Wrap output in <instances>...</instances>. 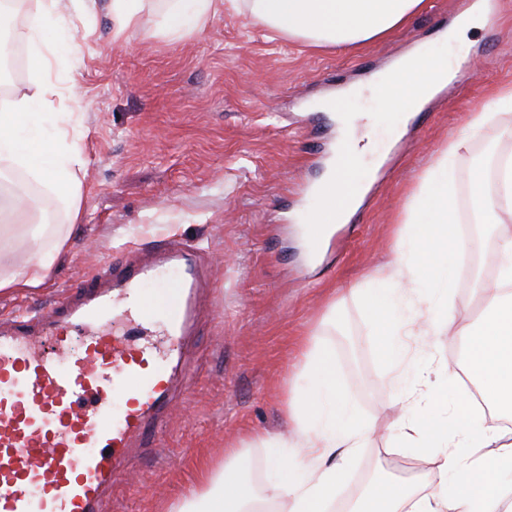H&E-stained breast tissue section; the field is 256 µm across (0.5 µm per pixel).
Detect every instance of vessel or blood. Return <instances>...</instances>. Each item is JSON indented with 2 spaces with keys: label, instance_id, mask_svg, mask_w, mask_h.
<instances>
[{
  "label": "vessel or blood",
  "instance_id": "vessel-or-blood-1",
  "mask_svg": "<svg viewBox=\"0 0 512 512\" xmlns=\"http://www.w3.org/2000/svg\"><path fill=\"white\" fill-rule=\"evenodd\" d=\"M146 254L0 320V512H97L130 450L159 434L172 390L188 387L206 258L178 240ZM168 268L175 284L148 299L144 284ZM155 325L158 341L144 340Z\"/></svg>",
  "mask_w": 512,
  "mask_h": 512
}]
</instances>
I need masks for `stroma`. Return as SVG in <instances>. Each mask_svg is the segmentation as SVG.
Here are the masks:
<instances>
[{"label":"stroma","mask_w":512,"mask_h":512,"mask_svg":"<svg viewBox=\"0 0 512 512\" xmlns=\"http://www.w3.org/2000/svg\"><path fill=\"white\" fill-rule=\"evenodd\" d=\"M465 2L425 0L388 38L341 50L272 36L245 7L171 38L161 32L163 0H143L136 27L116 43L112 0H66L46 21L48 62L38 72L24 37L36 3L23 0L13 22L22 72L0 101L40 80L54 89L46 111L76 113L70 136L83 159L75 176L85 221L69 225L56 194L27 171L0 173V195L25 192L32 217L61 225L67 237L41 287L0 293V314L50 307L94 269L159 240H193L213 261L215 316L190 338L193 385L167 407L161 437L122 467L100 512H170L190 495L204 460L238 455L252 484L275 480L281 439L292 431L288 399L310 384L302 351L312 339L331 352L357 416L373 429L337 501L391 462L413 461V450L388 436L400 410L367 300L387 287L398 245L410 236L405 214L423 175L475 113L491 108V92L512 84V0H496L493 26L454 43L453 61L474 59L477 67L407 123L384 130L366 111L372 96H360L356 126L382 164L359 186L356 220L334 225L314 259L305 216L340 135L322 101L367 83L401 55L439 45ZM510 152L512 111H502L450 161L461 218L471 216V171Z\"/></svg>","instance_id":"35a3bbf8"}]
</instances>
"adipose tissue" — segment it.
<instances>
[{
    "label": "adipose tissue",
    "instance_id": "adipose-tissue-1",
    "mask_svg": "<svg viewBox=\"0 0 512 512\" xmlns=\"http://www.w3.org/2000/svg\"><path fill=\"white\" fill-rule=\"evenodd\" d=\"M165 26L179 34L186 24L204 25L238 0H165ZM424 0H249L252 15L278 33L303 36L319 47H354L390 34L419 13ZM49 87L35 81L32 93L0 110V163L25 169L60 190L70 224L83 210L74 170L81 154L68 143L71 113L61 112L46 129L40 109ZM457 138L442 150L423 179L407 218L408 248L400 249L390 274L391 286L368 303L369 321L380 337L395 401L409 408L394 425L397 447L414 449L432 476L413 483L379 476L351 503L348 512H512V428L483 425L479 409L460 389L439 382L423 391L404 385L410 370L407 336H440L455 330L466 343L469 371L486 402L512 412V234L497 245L493 287L481 290L483 312L476 323L455 324L454 274L448 250L473 251L480 243L454 231L458 221L448 181V158L465 150ZM470 204L481 224L512 222V155L501 156L494 176L474 170ZM21 196L0 204V293L41 286L64 252L65 236L28 232ZM31 233L33 249L21 267L7 257L17 236ZM304 370L315 381L308 392L293 394L288 457L275 463L285 477L256 493L245 480L241 460L212 468L201 465L198 489L177 512H256L258 502L281 505L282 512H327V506L370 427L353 412L351 395L337 378L331 353L313 345L304 354Z\"/></svg>",
    "mask_w": 512,
    "mask_h": 512
}]
</instances>
